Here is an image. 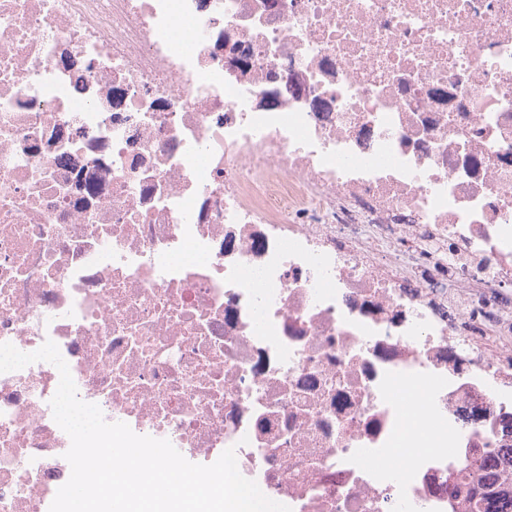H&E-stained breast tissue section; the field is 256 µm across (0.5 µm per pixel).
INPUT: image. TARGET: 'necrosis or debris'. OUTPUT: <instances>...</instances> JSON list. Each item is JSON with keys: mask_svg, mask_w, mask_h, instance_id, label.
Here are the masks:
<instances>
[{"mask_svg": "<svg viewBox=\"0 0 512 512\" xmlns=\"http://www.w3.org/2000/svg\"><path fill=\"white\" fill-rule=\"evenodd\" d=\"M48 340L292 512H471L512 481V0H0V343ZM59 380L0 374V512L70 477Z\"/></svg>", "mask_w": 512, "mask_h": 512, "instance_id": "1", "label": "necrosis or debris"}]
</instances>
